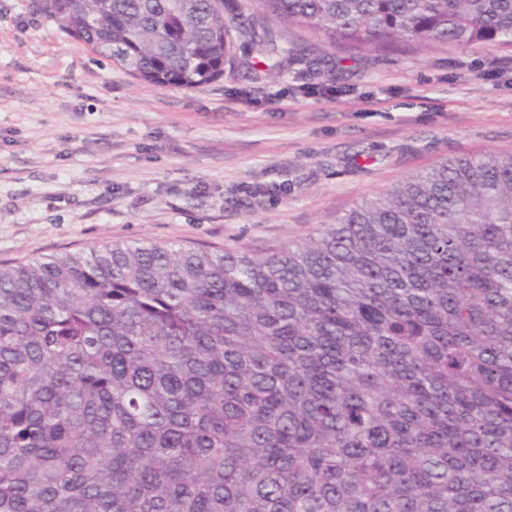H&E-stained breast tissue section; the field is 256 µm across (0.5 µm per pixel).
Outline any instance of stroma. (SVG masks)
Masks as SVG:
<instances>
[{
    "label": "stroma",
    "instance_id": "obj_1",
    "mask_svg": "<svg viewBox=\"0 0 512 512\" xmlns=\"http://www.w3.org/2000/svg\"><path fill=\"white\" fill-rule=\"evenodd\" d=\"M235 5L288 59L239 37L222 79L182 89L134 80L39 0H0V262L105 242L259 253L443 159L512 151V51H356Z\"/></svg>",
    "mask_w": 512,
    "mask_h": 512
}]
</instances>
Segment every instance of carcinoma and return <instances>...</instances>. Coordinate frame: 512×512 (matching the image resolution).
Returning <instances> with one entry per match:
<instances>
[{
	"label": "carcinoma",
	"instance_id": "obj_1",
	"mask_svg": "<svg viewBox=\"0 0 512 512\" xmlns=\"http://www.w3.org/2000/svg\"><path fill=\"white\" fill-rule=\"evenodd\" d=\"M135 80L224 76L226 0H40ZM330 43L512 49V0H261ZM0 512H512V152L261 254L0 263Z\"/></svg>",
	"mask_w": 512,
	"mask_h": 512
}]
</instances>
